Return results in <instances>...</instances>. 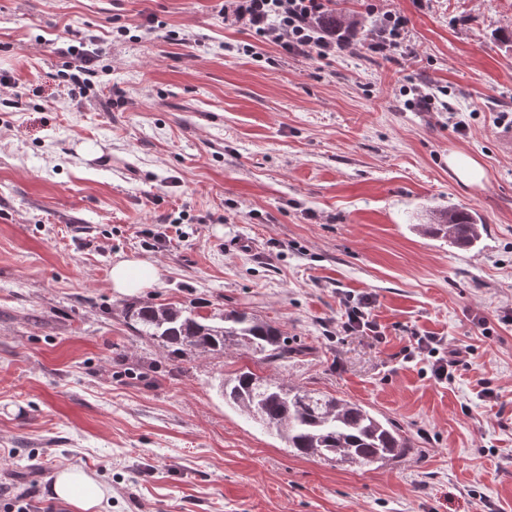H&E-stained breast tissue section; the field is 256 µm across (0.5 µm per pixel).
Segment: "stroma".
I'll list each match as a JSON object with an SVG mask.
<instances>
[{"label": "stroma", "mask_w": 512, "mask_h": 512, "mask_svg": "<svg viewBox=\"0 0 512 512\" xmlns=\"http://www.w3.org/2000/svg\"><path fill=\"white\" fill-rule=\"evenodd\" d=\"M380 2L409 19L406 56L230 54L249 35L222 0H0V512H73L51 492L67 467L111 488L107 512H512V0ZM78 43L84 96L60 78ZM421 81L448 112L407 109ZM448 205L481 217L476 246L423 232ZM121 257L159 281L110 288ZM363 299L377 333L344 331ZM145 301L252 313L300 353L173 357L132 328ZM417 333L471 348L452 382L405 360ZM245 366L372 408L409 453L294 455L225 406ZM448 164L465 184L479 183L483 177L481 167L471 159L453 155L448 159Z\"/></svg>", "instance_id": "35a3bbf8"}]
</instances>
